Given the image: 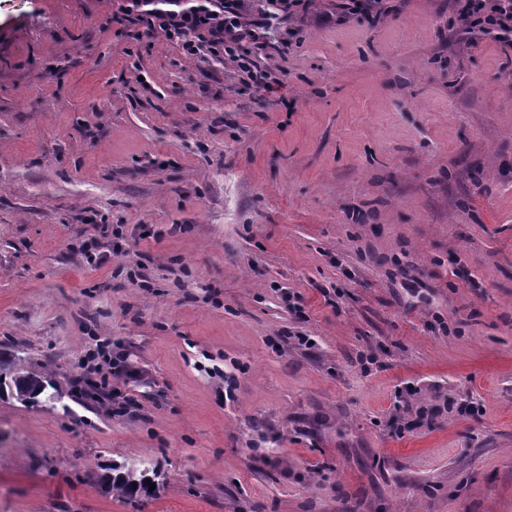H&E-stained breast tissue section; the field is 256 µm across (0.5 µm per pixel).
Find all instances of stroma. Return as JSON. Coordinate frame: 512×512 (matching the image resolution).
I'll use <instances>...</instances> for the list:
<instances>
[{"instance_id": "35a3bbf8", "label": "stroma", "mask_w": 512, "mask_h": 512, "mask_svg": "<svg viewBox=\"0 0 512 512\" xmlns=\"http://www.w3.org/2000/svg\"><path fill=\"white\" fill-rule=\"evenodd\" d=\"M124 3L0 0V512H512V48L314 0L243 86ZM95 355L91 353L86 360V370L88 373L101 375L98 383L93 388L104 389L110 385V378L123 379L124 382L135 377V373L128 368L124 360L118 356H112L103 349L97 351ZM97 359H101L97 362ZM11 383L16 398L25 403L44 394L45 383L56 391V387L51 382L45 380V377L31 371L15 372L11 378Z\"/></svg>"}]
</instances>
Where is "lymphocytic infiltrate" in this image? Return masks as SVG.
<instances>
[{"instance_id": "obj_1", "label": "lymphocytic infiltrate", "mask_w": 512, "mask_h": 512, "mask_svg": "<svg viewBox=\"0 0 512 512\" xmlns=\"http://www.w3.org/2000/svg\"><path fill=\"white\" fill-rule=\"evenodd\" d=\"M310 0H263L254 18H247L244 0H126L130 22L161 32L165 40L191 57L210 56L235 63L239 81L262 84L270 77L243 47L259 43L258 30L270 14L292 15ZM455 20L464 31L512 44V0H453Z\"/></svg>"}]
</instances>
